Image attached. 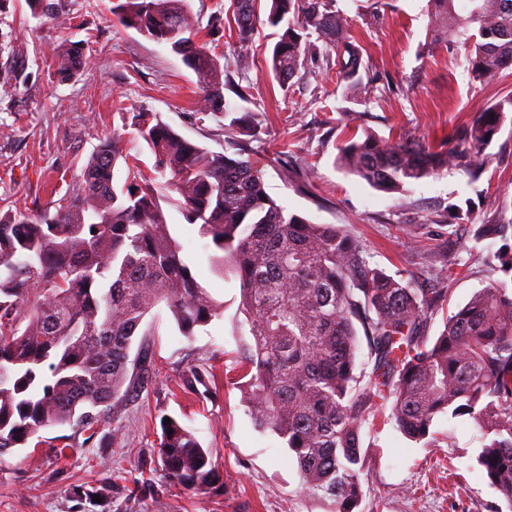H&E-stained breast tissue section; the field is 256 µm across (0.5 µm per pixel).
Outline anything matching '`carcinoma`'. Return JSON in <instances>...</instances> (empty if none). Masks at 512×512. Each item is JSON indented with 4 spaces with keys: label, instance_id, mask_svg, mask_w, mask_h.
Returning <instances> with one entry per match:
<instances>
[{
    "label": "carcinoma",
    "instance_id": "carcinoma-1",
    "mask_svg": "<svg viewBox=\"0 0 512 512\" xmlns=\"http://www.w3.org/2000/svg\"><path fill=\"white\" fill-rule=\"evenodd\" d=\"M277 28L267 61L286 87L306 57L324 74L360 78L363 47L338 0H233L237 66L250 56L262 2ZM431 44L458 43L473 79L512 66V0H430ZM33 14L57 19V0H28ZM189 0H121L120 24L167 44L195 73L206 112L226 111L231 72L224 56L196 38ZM86 66L77 42L56 52L64 81ZM512 98L478 113L463 147L434 151L410 140L384 141L355 121L345 124L337 161L386 193L459 165L479 177L486 149ZM148 145L153 172L130 170L118 189L113 169L123 155L117 136L101 142L55 211L33 220L0 215V458L39 431L70 425L90 442L119 403L139 395L151 335L144 320L160 305L191 337L224 311L180 256L168 201L198 224L219 255L215 271L239 283L240 311L251 342L237 376L254 425L288 448L303 491L322 512H355L364 424L377 410L420 441L440 414L469 416L482 433L477 457L491 487L512 505V289L491 284L451 314L433 337L428 323L448 302L445 291L370 265L351 229L315 224L271 198L246 160L208 151L160 122L132 113ZM174 193L168 198L160 193ZM511 224H482L478 236L507 238ZM365 340L371 371L356 373ZM209 371L195 366L183 386L200 393ZM172 433H167V430ZM158 456L173 484L202 491L219 481L213 453L173 417L160 423Z\"/></svg>",
    "mask_w": 512,
    "mask_h": 512
}]
</instances>
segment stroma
<instances>
[{
	"label": "stroma",
	"instance_id": "35a3bbf8",
	"mask_svg": "<svg viewBox=\"0 0 512 512\" xmlns=\"http://www.w3.org/2000/svg\"><path fill=\"white\" fill-rule=\"evenodd\" d=\"M117 0H65V19L34 18L25 0H0V209L37 218L78 178L102 139L119 135L124 154L150 170L153 158L129 127L130 112H154L170 128L208 150L248 160L267 192L289 212L316 224L350 228L370 263L400 274L418 288L448 290V306L466 303L494 282L512 285L496 254L508 240L477 237L482 224H512V112L486 150L479 179L460 167L440 170L389 194L346 174L335 162L347 113L360 112L368 131L384 139H417L426 146L456 142L484 108L512 97V69L473 81L465 52L454 44L429 46L428 0H382L379 18L367 22L368 0H339L363 47L362 84L337 83L306 61L303 76L280 86L267 71L274 29L259 19L247 69L224 90L227 110H202L197 78L180 55L118 23ZM200 40L233 61L234 27L209 34L212 17L230 0H190ZM84 41L88 66L59 81L52 49ZM27 80L12 82L14 60ZM247 90L239 98L235 87ZM240 118L234 137L225 127ZM461 208V219L451 217ZM173 238L199 283L224 312L193 338L182 336L170 315L155 310L150 326L153 366L139 396L102 422L89 443L71 427L41 430L37 446L15 449L0 461V512H320L301 493L282 441L254 426L240 389L226 380L248 330L239 311V284L216 274V250L199 225L167 207ZM448 264L440 280L432 269ZM211 371L205 395L178 383L191 366ZM179 418L211 448L224 488L211 493L173 487L158 458L161 416ZM371 458L361 477L358 512H512L476 463L481 433L466 416H438L429 436L406 438L395 425L364 428ZM65 457H58V447ZM106 486L101 503L87 490Z\"/></svg>",
	"mask_w": 512,
	"mask_h": 512
}]
</instances>
